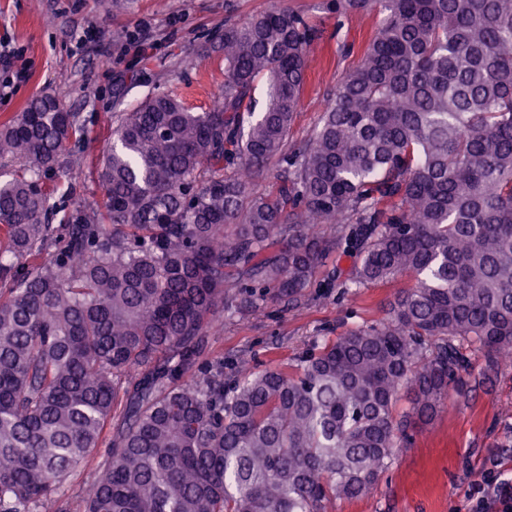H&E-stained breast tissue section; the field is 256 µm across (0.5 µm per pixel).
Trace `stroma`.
<instances>
[{"mask_svg": "<svg viewBox=\"0 0 512 512\" xmlns=\"http://www.w3.org/2000/svg\"><path fill=\"white\" fill-rule=\"evenodd\" d=\"M323 0H0V54L21 52L29 72L13 83L0 65V126L31 98L67 94V108L85 131L71 142L45 181L72 201L101 202L95 169L122 112L147 95L169 92L193 111L212 107L224 86L225 21L291 9L321 30L288 137L296 148L318 128L337 80L353 69L378 12L335 17ZM351 259L328 261L297 306L267 300L246 317L225 320L210 337V359L232 379L240 361L264 367L295 358L321 336H334L385 317L397 294L414 286L403 276L353 290L344 282ZM512 473V363L487 369L477 359L465 392L450 393L434 420L414 431L410 446L365 496L337 501L335 512H465L485 469Z\"/></svg>", "mask_w": 512, "mask_h": 512, "instance_id": "1", "label": "stroma"}]
</instances>
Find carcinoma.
Segmentation results:
<instances>
[{"label":"carcinoma","instance_id":"carcinoma-1","mask_svg":"<svg viewBox=\"0 0 512 512\" xmlns=\"http://www.w3.org/2000/svg\"><path fill=\"white\" fill-rule=\"evenodd\" d=\"M375 5L291 154L317 30L289 10L224 24L217 103L161 92L123 113L103 202L73 206L61 237L41 176L83 128L38 95L0 129V158L23 163L0 180V512H335L464 390L474 355L512 359V0L323 9ZM333 254L358 258L350 288L415 286L289 363L226 383L200 361L224 317L298 300ZM78 470L96 481L74 500Z\"/></svg>","mask_w":512,"mask_h":512}]
</instances>
